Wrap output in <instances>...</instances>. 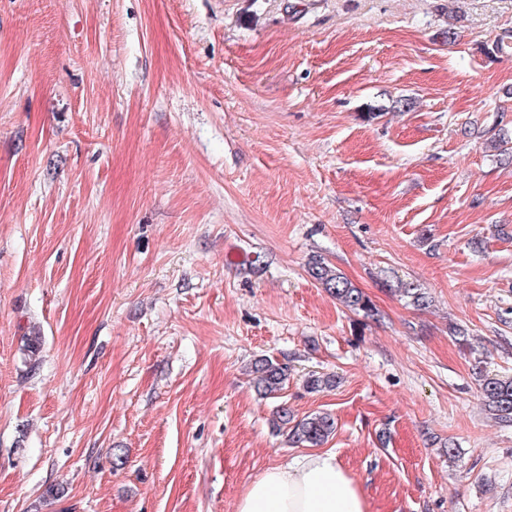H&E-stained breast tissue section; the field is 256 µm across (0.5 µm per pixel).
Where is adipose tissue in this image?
<instances>
[{
	"mask_svg": "<svg viewBox=\"0 0 512 512\" xmlns=\"http://www.w3.org/2000/svg\"><path fill=\"white\" fill-rule=\"evenodd\" d=\"M366 498L334 454L308 455L254 480L237 512H367Z\"/></svg>",
	"mask_w": 512,
	"mask_h": 512,
	"instance_id": "ef3b65f1",
	"label": "adipose tissue"
}]
</instances>
